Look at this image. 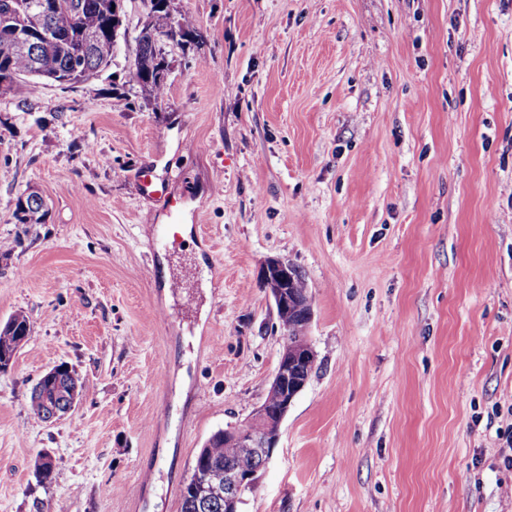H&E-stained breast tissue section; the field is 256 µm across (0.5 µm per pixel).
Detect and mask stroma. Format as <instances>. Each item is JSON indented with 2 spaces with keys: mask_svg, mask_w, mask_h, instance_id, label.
<instances>
[{
  "mask_svg": "<svg viewBox=\"0 0 512 512\" xmlns=\"http://www.w3.org/2000/svg\"><path fill=\"white\" fill-rule=\"evenodd\" d=\"M171 9L195 26L160 43L163 100L131 78L147 0L98 77L0 95V325L30 323L0 372V512H180L204 442L267 397L270 258L306 276L317 361L240 512H512V0ZM29 188L46 223L14 217ZM59 364L82 395L35 420ZM135 189L139 196L145 199H163L167 201V210L169 216L172 218L170 224L176 223V214L179 210L177 200L170 196L168 189L163 181L158 180L153 175V170L150 167H142L135 179Z\"/></svg>",
  "mask_w": 512,
  "mask_h": 512,
  "instance_id": "35a3bbf8",
  "label": "stroma"
}]
</instances>
